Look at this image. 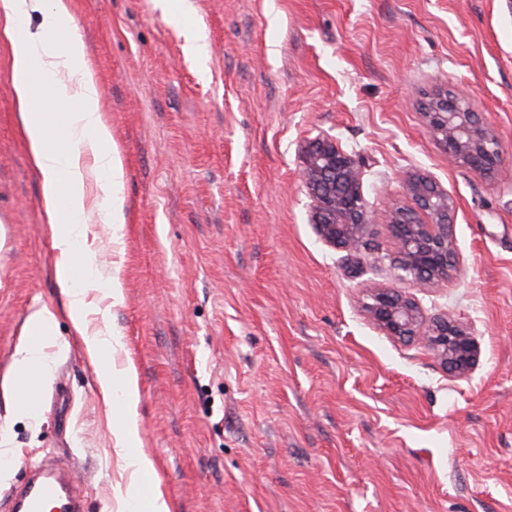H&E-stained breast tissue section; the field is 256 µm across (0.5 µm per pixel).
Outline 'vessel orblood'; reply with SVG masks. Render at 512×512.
Returning a JSON list of instances; mask_svg holds the SVG:
<instances>
[{
    "mask_svg": "<svg viewBox=\"0 0 512 512\" xmlns=\"http://www.w3.org/2000/svg\"><path fill=\"white\" fill-rule=\"evenodd\" d=\"M58 505L60 512H85L82 490L69 470L53 461L37 466L28 483L12 497V512H46L47 505Z\"/></svg>",
    "mask_w": 512,
    "mask_h": 512,
    "instance_id": "obj_1",
    "label": "vessel or blood"
}]
</instances>
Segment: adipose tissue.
I'll return each instance as SVG.
<instances>
[{
	"instance_id": "1",
	"label": "adipose tissue",
	"mask_w": 512,
	"mask_h": 512,
	"mask_svg": "<svg viewBox=\"0 0 512 512\" xmlns=\"http://www.w3.org/2000/svg\"><path fill=\"white\" fill-rule=\"evenodd\" d=\"M37 26H30L31 15ZM73 22L72 0H0V40L11 50V89L23 138L42 183L44 221L53 249L55 278L65 294V315L88 357L97 362L103 399L112 407L115 451L133 478L119 493L125 512H171L160 479L141 448L137 407L139 387L132 366L119 367L104 353L120 342L111 327L94 328L90 318L106 315L101 301L122 296L119 280L101 282L94 263L74 278L77 257H87L89 226L97 213L114 223L122 210L123 157L105 118L94 66L84 42L66 31ZM16 411L31 415L32 382L48 368L44 346L20 341L13 353Z\"/></svg>"
}]
</instances>
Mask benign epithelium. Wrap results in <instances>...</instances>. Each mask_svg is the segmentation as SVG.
<instances>
[{
  "label": "benign epithelium",
  "instance_id": "1",
  "mask_svg": "<svg viewBox=\"0 0 512 512\" xmlns=\"http://www.w3.org/2000/svg\"><path fill=\"white\" fill-rule=\"evenodd\" d=\"M424 117L450 164L495 180L502 163L500 143L465 94L439 90L426 103ZM300 174L311 201V223L327 245L357 253L374 228L384 225L395 244L391 267L398 279L427 288L458 271L455 203L432 176L407 175L408 201L392 200L377 215L365 199L358 155L329 134L301 148ZM363 308L386 335L419 341L455 372H468L476 361L478 346L469 331L445 315L426 316L413 298L395 288L373 289Z\"/></svg>",
  "mask_w": 512,
  "mask_h": 512
}]
</instances>
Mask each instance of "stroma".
<instances>
[{
    "mask_svg": "<svg viewBox=\"0 0 512 512\" xmlns=\"http://www.w3.org/2000/svg\"><path fill=\"white\" fill-rule=\"evenodd\" d=\"M167 2L74 0L72 33L124 161L120 238L87 217L94 261L122 283L116 360L137 373L141 447L172 512H512V5ZM10 62L0 42V512L47 458L90 512H121L112 412L66 318L45 338L43 407L15 413L28 315L66 297ZM441 85L497 134L496 182L434 144L422 103ZM323 133L358 154L372 211L405 200L413 172L447 189L460 273L397 282L382 225L358 254L318 237L300 150ZM379 285L470 328L473 369L377 329L362 301Z\"/></svg>",
    "mask_w": 512,
    "mask_h": 512,
    "instance_id": "1",
    "label": "stroma"
}]
</instances>
